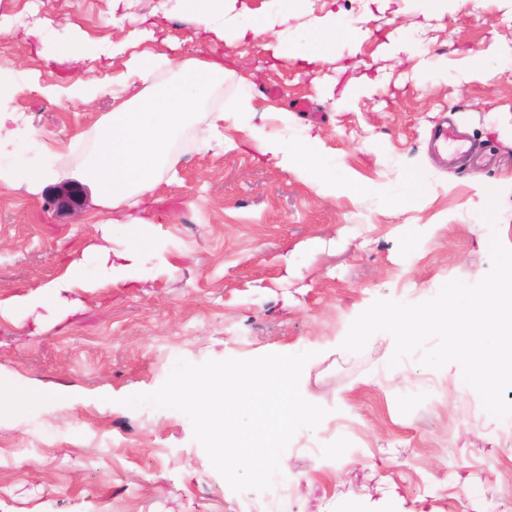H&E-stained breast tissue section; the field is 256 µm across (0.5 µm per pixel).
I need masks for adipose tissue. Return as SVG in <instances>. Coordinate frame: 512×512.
<instances>
[{"label": "adipose tissue", "mask_w": 512, "mask_h": 512, "mask_svg": "<svg viewBox=\"0 0 512 512\" xmlns=\"http://www.w3.org/2000/svg\"><path fill=\"white\" fill-rule=\"evenodd\" d=\"M362 33L349 29L342 21L328 19L302 44L301 56L327 62L336 43L362 40ZM143 82L150 88L115 106L108 123L102 128L99 145L88 168L112 206L120 208L131 193L149 192L156 185L160 169L170 165L169 148L187 122L195 102L224 77L216 62L192 59L185 61L176 80L152 85L156 64L142 56L132 62ZM249 137L262 154L270 156L283 169H295L317 176L328 186H335V168L318 142L307 139L291 142L249 130ZM122 231L128 241L120 256L112 254L114 231ZM143 222L137 218L113 219L101 226V235L80 256L74 257L65 272L39 292L11 294L0 298V314L34 316L36 321L56 319L69 310L68 296L74 290L93 292L105 285L124 282L140 261L156 246L153 241L130 243L131 234L142 233Z\"/></svg>", "instance_id": "ef3b65f1"}]
</instances>
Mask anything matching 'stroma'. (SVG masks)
Instances as JSON below:
<instances>
[{
	"mask_svg": "<svg viewBox=\"0 0 512 512\" xmlns=\"http://www.w3.org/2000/svg\"><path fill=\"white\" fill-rule=\"evenodd\" d=\"M197 2L0 0L10 32L0 134H34L1 148L0 167L53 171L34 191L0 182V296L63 275L111 219L85 167L113 107L144 89L132 60L154 58L159 84L191 58L229 61L172 149L175 170L122 206L145 219L156 255L47 325L0 316V394L50 392L22 410L0 406V512H512V419L487 413L457 364L389 367L385 332L360 353L340 347L375 300L420 303L448 281L476 283L491 236L512 247V0H227L230 16L244 5L287 10L281 29L293 43L329 15L370 30L327 64L275 58L233 24L200 22ZM397 29L416 54L391 56ZM75 42L77 61L67 55ZM478 50L491 52L489 70L465 79ZM80 84L94 89L89 102L72 100ZM247 91L258 107L250 124L320 138L335 190L277 166L235 120L210 128L209 113L234 110ZM444 117L492 156L488 170L428 153ZM225 139L236 149L224 151ZM412 171L423 175L415 194ZM67 181L80 189L76 216L53 205ZM493 191L491 226L481 212ZM304 351L313 357L300 388L328 414L296 432L264 492L232 490L183 413L121 403L157 390L180 359Z\"/></svg>",
	"mask_w": 512,
	"mask_h": 512,
	"instance_id": "35a3bbf8",
	"label": "stroma"
}]
</instances>
